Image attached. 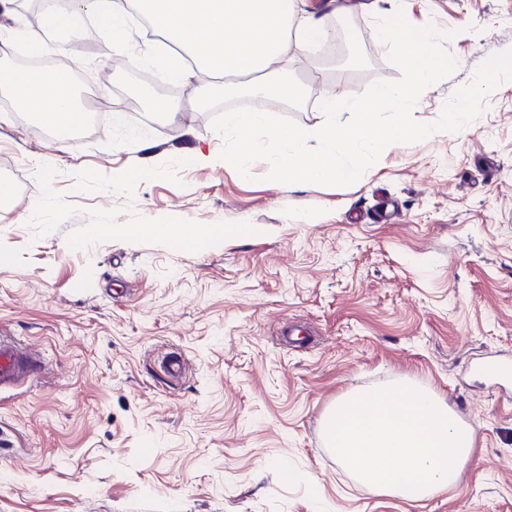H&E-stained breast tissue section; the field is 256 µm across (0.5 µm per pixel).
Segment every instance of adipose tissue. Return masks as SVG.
Returning <instances> with one entry per match:
<instances>
[{"instance_id": "adipose-tissue-1", "label": "adipose tissue", "mask_w": 512, "mask_h": 512, "mask_svg": "<svg viewBox=\"0 0 512 512\" xmlns=\"http://www.w3.org/2000/svg\"><path fill=\"white\" fill-rule=\"evenodd\" d=\"M133 14L189 51L196 68L227 75L262 76L278 62L289 40L307 49L326 34L322 20L299 16L289 0H70L66 9L43 13L39 32L17 30L0 37V54L21 40L32 52L42 53L45 35L63 28L82 30L88 19L105 34L107 49L116 51L125 45ZM0 82L45 128L82 120L66 81L55 73L10 72L0 75Z\"/></svg>"}]
</instances>
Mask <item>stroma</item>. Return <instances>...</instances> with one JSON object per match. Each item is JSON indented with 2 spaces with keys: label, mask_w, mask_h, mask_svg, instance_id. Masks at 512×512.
Segmentation results:
<instances>
[{
  "label": "stroma",
  "mask_w": 512,
  "mask_h": 512,
  "mask_svg": "<svg viewBox=\"0 0 512 512\" xmlns=\"http://www.w3.org/2000/svg\"><path fill=\"white\" fill-rule=\"evenodd\" d=\"M299 7L354 18L365 52L347 68L289 44L279 64L303 100L276 113L302 126L343 86L399 77L376 18L434 23L457 61L420 122L512 48V0ZM53 42L82 81L112 87L101 122L76 129L36 132L0 103V154L30 187L0 211V337L44 358L0 391V512H512V388L475 370L512 357V81L459 132L398 147L350 186L291 191L266 162L248 182L220 160L195 99L222 76L177 83L180 124L130 99V74L166 85L170 60L140 20L120 53L91 28ZM382 197L399 222L378 223ZM141 224L213 235L185 250ZM168 353L182 377L163 372ZM399 381L474 436L456 484L418 501L358 484L322 434L338 396Z\"/></svg>",
  "instance_id": "1"
}]
</instances>
